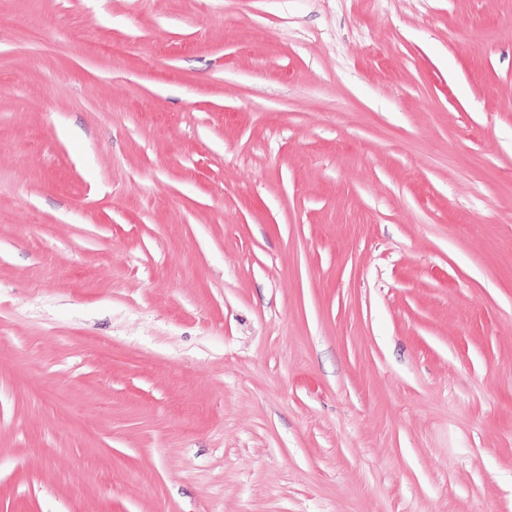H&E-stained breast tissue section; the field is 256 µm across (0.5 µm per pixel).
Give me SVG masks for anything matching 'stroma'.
<instances>
[{"mask_svg":"<svg viewBox=\"0 0 512 512\" xmlns=\"http://www.w3.org/2000/svg\"><path fill=\"white\" fill-rule=\"evenodd\" d=\"M0 512H512V0H0Z\"/></svg>","mask_w":512,"mask_h":512,"instance_id":"1","label":"stroma"}]
</instances>
